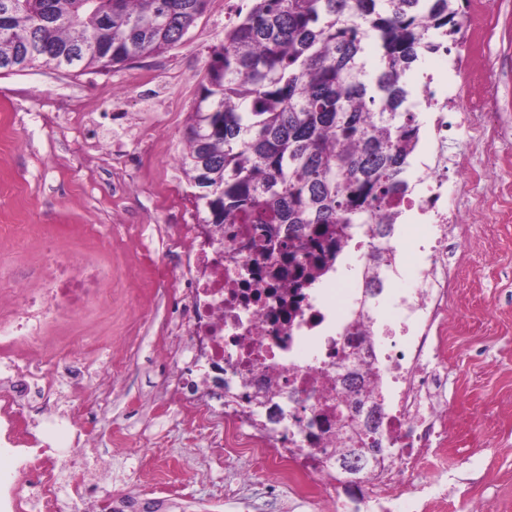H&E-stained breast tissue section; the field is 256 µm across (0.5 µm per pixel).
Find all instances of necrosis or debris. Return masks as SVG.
<instances>
[{
  "mask_svg": "<svg viewBox=\"0 0 512 512\" xmlns=\"http://www.w3.org/2000/svg\"><path fill=\"white\" fill-rule=\"evenodd\" d=\"M471 112L464 123L469 145L491 149L502 134L487 121L498 93L482 82L470 85ZM444 153L428 164L423 194L401 200L432 226L411 291L391 303L395 327L376 329L364 340L360 311L381 314L380 297L356 299L349 280L323 276L293 290L271 276L280 264L263 251L260 224H181L183 250L173 294H187L178 322L188 336L193 378L176 371L173 397L206 390L223 407L224 427L216 447L244 451L267 464L269 480L290 488L301 502L313 492L332 497L336 512H430L447 496L445 484L421 480L431 449L451 447L448 433V287L455 270L448 243L473 211L492 223L512 218V196L503 190L464 202L473 173L448 186ZM0 287V365L17 374L38 363L73 374L89 348L121 349L118 341L88 337L84 343L47 344L50 324L82 314L112 299L106 264L81 266L54 247L41 265L15 268ZM360 392L377 407L375 436L383 451L366 467V488L338 496L343 476L336 464V402ZM58 385L44 375L18 386L0 380V512H65L67 499L83 512H103L110 480L111 448L97 444L88 414L56 412ZM82 469L79 481L65 474Z\"/></svg>",
  "mask_w": 512,
  "mask_h": 512,
  "instance_id": "1",
  "label": "necrosis or debris"
}]
</instances>
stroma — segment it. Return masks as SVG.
<instances>
[{
	"instance_id": "stroma-1",
	"label": "stroma",
	"mask_w": 512,
	"mask_h": 512,
	"mask_svg": "<svg viewBox=\"0 0 512 512\" xmlns=\"http://www.w3.org/2000/svg\"><path fill=\"white\" fill-rule=\"evenodd\" d=\"M253 0H207L204 13L177 46L107 73L76 67L63 73L35 66L0 73V225L18 227L22 242L0 237V277L17 264L37 262L41 241L57 236L72 263L90 253L108 257L112 307L93 318L66 321L69 335L87 328L127 337L131 355L87 359L93 383L103 361L112 363V409L96 425L99 440L127 444L112 462V499L160 502L168 512H334L330 499L295 505L287 487L272 486L242 453L209 446V432L190 430L187 407H205L207 393L173 399L167 389L174 362H185L181 332H167L176 300L168 283L177 265V225L199 223L195 192L180 165L190 112L214 48ZM431 72L436 91L455 95L448 113V150L465 149L457 123L467 111L461 90L469 77L494 84L505 134L495 143L496 166L479 152L468 165L480 177L469 185L479 197L512 182V51L497 29L486 31L483 52L450 69L431 54L408 74L413 88ZM401 274L387 285L414 286L418 247L430 227L421 216L400 219ZM99 229L95 241L82 233ZM456 254L460 297L448 316V429L455 441L447 458H433L448 476L447 512L460 499L487 512H512V223L491 224L471 213ZM175 360H163L160 336ZM254 471L232 503L224 488L234 473Z\"/></svg>"
}]
</instances>
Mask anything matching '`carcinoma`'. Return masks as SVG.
<instances>
[{
  "label": "carcinoma",
  "mask_w": 512,
  "mask_h": 512,
  "mask_svg": "<svg viewBox=\"0 0 512 512\" xmlns=\"http://www.w3.org/2000/svg\"><path fill=\"white\" fill-rule=\"evenodd\" d=\"M207 0H0V70L110 72L181 42ZM459 0H255L214 50L181 165L203 224H265L318 279L356 229L387 238L420 141L407 74L457 40ZM367 286L382 280L371 256Z\"/></svg>",
  "instance_id": "1"
}]
</instances>
